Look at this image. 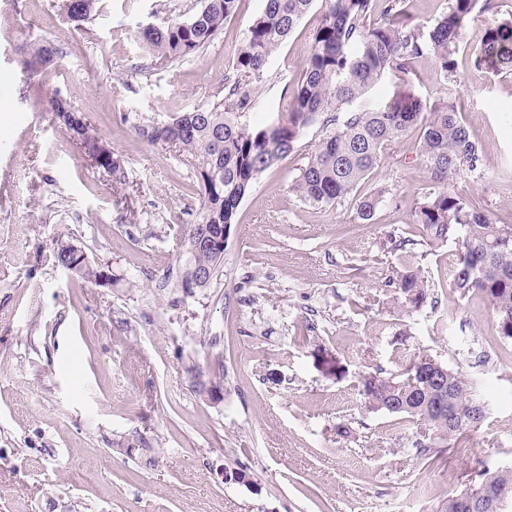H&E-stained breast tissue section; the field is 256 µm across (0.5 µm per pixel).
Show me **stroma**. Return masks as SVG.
Returning <instances> with one entry per match:
<instances>
[{
  "instance_id": "stroma-1",
  "label": "stroma",
  "mask_w": 512,
  "mask_h": 512,
  "mask_svg": "<svg viewBox=\"0 0 512 512\" xmlns=\"http://www.w3.org/2000/svg\"><path fill=\"white\" fill-rule=\"evenodd\" d=\"M203 0H102L84 29L59 0H0V512H441L478 470L512 467V340L478 293L453 286L457 246L419 244L414 203L427 183L416 133L371 182L389 189L371 221L355 202H302L290 185L315 150L310 127L238 207L211 284L183 290L180 239L199 207L190 168L138 125L214 103L263 0H240L214 42L175 65L146 60L138 27L185 20ZM329 0H314L257 84L244 121L287 111ZM492 0L456 52L388 73L364 103L402 83L424 100L459 96L484 149L486 179L451 189L512 223V73L476 71ZM37 39L62 56L34 76L15 64ZM70 97L122 161L94 168L48 110ZM109 276L95 285L54 264L56 237ZM412 239L411 254L398 251ZM419 267L416 311L388 281ZM462 371L487 405L467 447L366 407L359 378L391 376L419 354ZM223 374L214 395L198 380ZM345 425L348 435L336 432Z\"/></svg>"
}]
</instances>
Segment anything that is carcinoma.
<instances>
[{"label": "carcinoma", "mask_w": 512, "mask_h": 512, "mask_svg": "<svg viewBox=\"0 0 512 512\" xmlns=\"http://www.w3.org/2000/svg\"><path fill=\"white\" fill-rule=\"evenodd\" d=\"M101 0H61V14L81 27L100 11ZM239 0H203L187 20H169L138 31L141 48L154 63L174 64L208 48ZM314 0H264L261 12L239 46L232 72L224 76V97L207 106L177 113L160 123L137 127L151 144L172 145L184 156L198 187L195 221L184 229L187 260L182 284L193 274L208 282L222 263L224 227L235 223L237 209L271 166L290 155L304 131L318 123L321 138L291 184L300 200L314 207L338 202L367 180L383 157L404 135H419V156L428 174L427 187L415 202L414 216L426 245H458L454 288L466 296L477 292L487 300L500 336L512 339V224L497 221L490 210L449 188L454 179H481L483 147L473 141L458 106L446 98L424 101L411 89L397 92L376 108L361 101L389 71L407 73L413 59L430 53L442 70L455 71L453 59L476 14L491 0H448V10L428 29L406 22L403 0H330L313 36L307 63L293 91L288 111L263 127L241 121L252 105L256 87L273 54L310 11ZM382 20L370 21L374 12ZM48 41L31 44L19 60L21 70L50 64ZM474 66L512 71V15L486 25ZM50 112L65 127L94 166L108 172L120 168L102 135L71 100L50 96ZM387 189H372L356 199L358 217L373 219ZM196 233L212 243L190 249ZM54 263L72 276L98 284L103 270L76 255L74 243L62 241ZM393 285L401 303L419 309L428 284L419 269L406 266ZM359 394L369 407L423 424L431 438L465 448L485 417L472 381L435 358L418 355L397 377L380 372L361 375ZM453 419H448V416ZM486 482L501 485L508 510L488 504L481 512H512V468L479 472V480L460 494H472Z\"/></svg>", "instance_id": "1"}]
</instances>
